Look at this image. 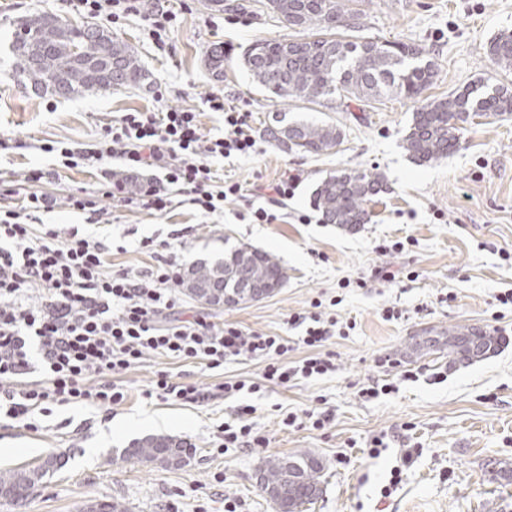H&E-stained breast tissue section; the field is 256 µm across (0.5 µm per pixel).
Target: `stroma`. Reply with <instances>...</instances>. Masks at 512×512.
<instances>
[{"mask_svg":"<svg viewBox=\"0 0 512 512\" xmlns=\"http://www.w3.org/2000/svg\"><path fill=\"white\" fill-rule=\"evenodd\" d=\"M248 12L214 10L207 0H171L175 14L165 47H157L143 16L112 24L149 73L143 86L89 91L52 99L18 81L10 46L26 18L49 13L82 22L65 0H0V178L17 181L31 167L57 169L48 192L95 190L96 170L60 168L41 143L94 144L102 127L126 112L183 108L197 112L204 134L224 132L222 113L207 99L224 95L248 113L257 132V154L212 161L215 175L250 189L296 173L301 177L286 205L267 198H230L222 211L202 214L174 197L163 215L100 198L106 220L88 223L65 209L41 214L60 235L79 229L110 249L114 271H140L155 259L139 248L142 239L172 241L183 262L223 257L228 247L251 245L276 256L288 280L273 295L235 308L211 307L187 298L184 306L217 323L298 337L289 314L310 310L314 301L340 297V320L353 323L348 336L331 338L335 374L288 387L267 385L251 396L255 427L268 447L220 452L219 426L235 404L216 399L203 404L147 400L142 392L155 374L209 389L246 379L261 381V361L225 364L209 370L152 353L123 372L126 400L102 416L86 405L53 407L29 429L0 422V470L28 469L46 457L64 456L65 466L50 482L21 502L0 498V512H84L92 501H116L128 512H224L225 499L239 501V512H275L255 479L267 456L301 451L322 458V493L310 512H512V309L499 305L500 292L512 289V115L475 119L459 148L426 164L414 163L402 147L419 101L383 98L349 105L338 102H272L244 66L249 46L263 38H296L298 32L263 11L261 0H245ZM359 15L358 32L378 42L402 41L429 51L439 64L427 95L431 98L478 82L512 84V70L497 67L487 48L501 32H512V0H346ZM228 52L223 79L204 63L207 48ZM289 119L338 126L342 143L333 151L301 156L281 151L260 132L276 113ZM344 169L379 174L386 193L369 203L368 224L349 230L324 223L314 193L324 177ZM270 208L277 219L256 224L251 212ZM181 238H173V231ZM402 250H394L395 242ZM394 273L393 282L374 277L376 268ZM365 287H357V279ZM401 309L388 321L382 310ZM459 325L502 335L492 357L470 365H449L447 357L410 354L421 337ZM388 355L401 369L417 371L396 392L367 400L361 388L383 382L378 357ZM331 411L325 429L284 428L282 411ZM150 435H170L193 446L191 462L165 470L123 459L121 451ZM386 436L388 446L372 455L371 441ZM415 454L402 464L405 447ZM402 480L391 484L390 472Z\"/></svg>","mask_w":512,"mask_h":512,"instance_id":"obj_1","label":"stroma"}]
</instances>
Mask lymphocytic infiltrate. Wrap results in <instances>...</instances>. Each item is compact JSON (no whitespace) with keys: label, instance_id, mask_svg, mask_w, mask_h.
<instances>
[{"label":"lymphocytic infiltrate","instance_id":"1","mask_svg":"<svg viewBox=\"0 0 512 512\" xmlns=\"http://www.w3.org/2000/svg\"><path fill=\"white\" fill-rule=\"evenodd\" d=\"M72 10L105 21L123 15H143L154 41H162L173 15L168 0H154L144 8L142 0H67ZM212 111L223 113L224 134L202 133L196 112L170 109L162 112H129L106 126L94 147L62 143L42 144L43 152L55 154L60 165L100 169L104 183L100 195L79 189L62 194L44 192L50 174L40 168L25 171L17 208L0 209V415L35 427L34 412L50 406L81 403L111 411L121 404L125 390L117 377L138 363L146 353L205 365L214 370L230 362L259 360L264 364L262 382L237 380L219 384L225 396L246 391L257 393L263 383L288 385L321 378L336 372V355L329 340L345 335L346 326L324 311L292 313L287 325L302 329L297 340L216 323L208 316L186 315L173 286L181 276L179 258L170 255V242L141 240L140 247L154 255V268L111 272L109 250L101 241L80 231L60 237L48 228L36 232L37 213L64 207L87 213L89 221L103 214L99 197L123 194L121 181L112 176L110 164L120 161L127 173L156 169L160 178L143 185L133 204L158 214L165 213L176 195L212 214L228 198H240V184L216 180L211 160L256 151V139L246 113L225 106L221 95L208 99ZM43 295L32 296L31 288ZM307 353L296 361L287 354L295 345ZM39 358L46 378L27 385L21 377ZM144 398L198 403L210 391L173 381L168 372H157ZM254 405L233 407L224 423L221 449L265 448L266 435L255 428Z\"/></svg>","mask_w":512,"mask_h":512}]
</instances>
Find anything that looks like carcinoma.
Segmentation results:
<instances>
[{"label":"carcinoma","instance_id":"obj_1","mask_svg":"<svg viewBox=\"0 0 512 512\" xmlns=\"http://www.w3.org/2000/svg\"><path fill=\"white\" fill-rule=\"evenodd\" d=\"M266 6L288 25L306 35L296 39H259L244 55V65L271 94L280 98L316 102L347 93L364 102L396 96L418 99L438 71L434 57L404 42L345 40L336 32L356 28L357 15L342 0H267ZM12 54L15 69L38 90L69 99L83 91L120 89L140 84L146 73L130 48L93 23L75 25L56 16L38 15L15 32ZM490 57L512 69V33L490 42ZM224 45L209 47L207 66L216 79L224 78ZM512 114V86L478 84L446 98L433 99L414 113L403 139L408 156L419 163L437 161L460 144L465 125L476 117ZM276 126L264 129L274 145L289 152L319 154L340 144L342 132L333 125L288 121L275 115ZM383 192V181L364 170L341 171L317 187L316 203L327 224L355 228L370 221L368 202ZM191 279L200 285H224L232 292L245 281L268 279L282 286L288 275L274 255L242 246L212 262L191 264ZM502 339L473 326L448 330L423 348L427 354L448 355L450 364H468L495 354ZM193 448L182 439L153 435L123 450V458L164 468L188 464ZM48 457L37 468L0 472V497L19 501L60 468ZM323 461L306 451L293 457L270 456L256 471L277 512H303L321 493Z\"/></svg>","mask_w":512,"mask_h":512}]
</instances>
